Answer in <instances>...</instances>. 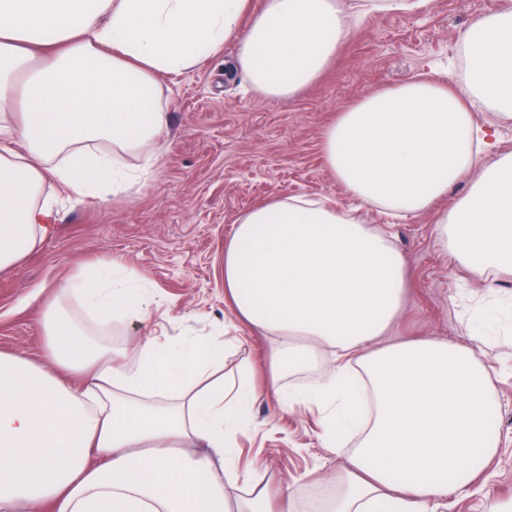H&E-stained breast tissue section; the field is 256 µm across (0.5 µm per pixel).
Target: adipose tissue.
Instances as JSON below:
<instances>
[{
	"label": "adipose tissue",
	"mask_w": 512,
	"mask_h": 512,
	"mask_svg": "<svg viewBox=\"0 0 512 512\" xmlns=\"http://www.w3.org/2000/svg\"><path fill=\"white\" fill-rule=\"evenodd\" d=\"M414 0H0V272L52 233L55 180L78 198H120L146 180L168 131L164 74L194 68L235 41L254 90L291 97L313 83L374 7ZM467 82L416 79L375 91L324 130V162L359 205L400 216L435 210L441 247L472 275L512 276V152L478 114L512 118V11L463 34ZM467 194L439 202L466 174ZM144 279L121 261L54 283L37 302L40 359L0 353V512H272L267 484L238 481L236 437L255 391L211 372L224 339L101 337L148 312ZM407 286L390 238L357 207L269 198L224 245V293L237 318L273 336L268 391L281 409L317 407L323 444L344 453L323 512H435L497 452L490 375L464 342L421 337L374 347ZM77 304L91 325L69 310ZM336 366L302 389L309 343ZM201 446L205 455L193 454Z\"/></svg>",
	"instance_id": "1"
}]
</instances>
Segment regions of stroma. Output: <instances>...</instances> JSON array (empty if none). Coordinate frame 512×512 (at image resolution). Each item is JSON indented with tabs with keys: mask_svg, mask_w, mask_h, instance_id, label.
<instances>
[{
	"mask_svg": "<svg viewBox=\"0 0 512 512\" xmlns=\"http://www.w3.org/2000/svg\"><path fill=\"white\" fill-rule=\"evenodd\" d=\"M508 8L512 0H427L411 13L373 10L324 72L290 98L252 91L236 67L232 42L193 69L161 76L170 106L159 168L121 201H66L39 249L0 273V352L40 355L42 331L31 300L42 285L92 263L122 260L148 281L151 299L143 319L113 325L112 344L223 334L225 383L248 370L258 392L250 424L236 437L240 469L274 486L290 485L301 503L316 505L319 490L335 489L341 464L321 445L316 408L278 411L264 394L270 340L241 323L224 297V244L239 214L267 198L317 195L353 205L325 165L326 126L370 92L416 77L462 85V33L479 17ZM361 216L390 232L405 264L406 302L388 341H462L473 334L457 300L462 287L479 292L485 282L441 249L433 212L393 217L366 207ZM478 356L498 405L491 427L498 451L484 471L485 488L449 497L439 512H490V489L501 503H512V344Z\"/></svg>",
	"mask_w": 512,
	"mask_h": 512,
	"instance_id": "stroma-1",
	"label": "stroma"
}]
</instances>
